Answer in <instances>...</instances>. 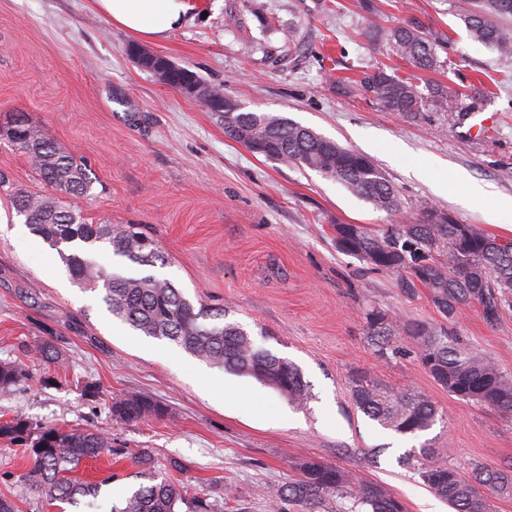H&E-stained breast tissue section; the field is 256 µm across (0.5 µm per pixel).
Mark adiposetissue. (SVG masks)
<instances>
[{"instance_id":"ef3b65f1","label":"adipose tissue","mask_w":512,"mask_h":512,"mask_svg":"<svg viewBox=\"0 0 512 512\" xmlns=\"http://www.w3.org/2000/svg\"><path fill=\"white\" fill-rule=\"evenodd\" d=\"M96 4L114 24L144 37L178 27L189 9L186 0H96Z\"/></svg>"}]
</instances>
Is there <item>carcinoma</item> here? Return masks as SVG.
<instances>
[{"mask_svg":"<svg viewBox=\"0 0 512 512\" xmlns=\"http://www.w3.org/2000/svg\"><path fill=\"white\" fill-rule=\"evenodd\" d=\"M512 16V0H479L478 9L464 20L472 38L503 55L512 54V28L504 23ZM393 51L422 70L437 67L432 44L413 26L402 25L388 34ZM204 84L187 67L169 71L167 85L180 91L186 84ZM364 90L387 112L406 118L423 111L425 100L409 80L378 69L366 75ZM224 133L251 152L262 144L264 156L293 163L333 179L370 202L375 209L393 214L400 202L394 186L367 156L340 146L290 119L258 112H219ZM11 145L32 162L38 180L50 193L12 192L13 204L24 223L50 247H73L61 253L71 279L90 290H103L102 300L113 317L133 330L167 340L191 356L219 369L254 377L274 388L298 409L310 401L311 385L292 361L255 346L250 333L229 319L230 309L196 306L167 278L110 273L88 257L85 250L103 247L113 255L139 266L165 265L166 258L137 224H90L63 199L88 196L94 185L88 164L58 147L44 130L23 115L5 128ZM361 258L373 270L400 274L401 287L427 288L444 318L452 322L459 309L472 301L482 308L488 322L498 319L512 293V243L499 242L479 227L469 225L462 238L447 215L426 209L411 224L389 225L381 233L367 229L339 246ZM371 335L382 350L394 337L410 340L431 377L449 392L482 406L512 413V377L503 374L487 358L458 346L448 334H439L426 323H404L379 311L367 313ZM36 359L61 364L55 347L43 343L34 349ZM30 378L29 370L14 361L0 362V388L18 387ZM354 405L385 429L415 434L430 429L437 416L435 406L420 395H406L381 385L369 376H357L352 390ZM112 421L129 425L161 419L166 409L151 395L138 393L112 399ZM0 439L24 446L30 468L11 476L9 494L0 495V512H18L17 502L38 496L58 512H85L97 504L103 512H214V504L197 490L187 491L157 472L149 452L138 460L134 477L141 483L115 500L102 487L111 483L85 482L71 476L86 459L112 448V438L92 428L62 430L40 426L22 414L0 421ZM299 474L276 491L272 512H316L328 498L340 501L337 512H405L404 505L383 485L366 481L350 471L315 459L298 465ZM416 472L423 485L447 503L453 512H490L488 498L479 487L509 485V476L495 470L476 469L465 477L436 463L418 462Z\"/></svg>","mask_w":512,"mask_h":512,"instance_id":"obj_1","label":"carcinoma"}]
</instances>
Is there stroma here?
Listing matches in <instances>:
<instances>
[{
  "mask_svg": "<svg viewBox=\"0 0 512 512\" xmlns=\"http://www.w3.org/2000/svg\"><path fill=\"white\" fill-rule=\"evenodd\" d=\"M184 22L158 38L112 24L94 0H0V125L25 114L59 147L87 161L91 196L73 199L89 223L139 224L167 258L139 266L109 252L97 263L124 276L170 279L194 302L230 307L256 346L295 362L311 386L291 407L252 377L209 366L175 345L133 331L100 292L72 283L56 250L30 234L0 192V361L30 381L0 390V420L94 428L112 452L84 462L83 481L110 478L120 496L136 459L188 490L204 488L223 512H270L271 496L316 458L383 485L406 512H450L401 456L424 446L463 475L512 474V417L438 385L414 351L378 352L367 314L378 310L454 332L512 376V301L489 323L478 304L446 321L428 289L404 293L398 277L338 251L334 227L375 231L450 213L500 240L469 200V183L512 197V55L472 40L462 22L475 0H188ZM411 24L436 47L424 71L392 51L390 28ZM137 44L198 73L247 112L289 118L368 156L397 190L390 215L315 171L265 158L228 138L196 98L161 83L126 54ZM410 79L426 98L418 117L386 112L362 89L375 69ZM452 83L457 113L433 94ZM0 173L44 193L30 160L0 138ZM52 343L64 368L37 362ZM370 372L431 401L429 430L400 435L355 407L353 376ZM153 396L162 419L111 421L112 398Z\"/></svg>",
  "mask_w": 512,
  "mask_h": 512,
  "instance_id": "obj_1",
  "label": "stroma"
}]
</instances>
